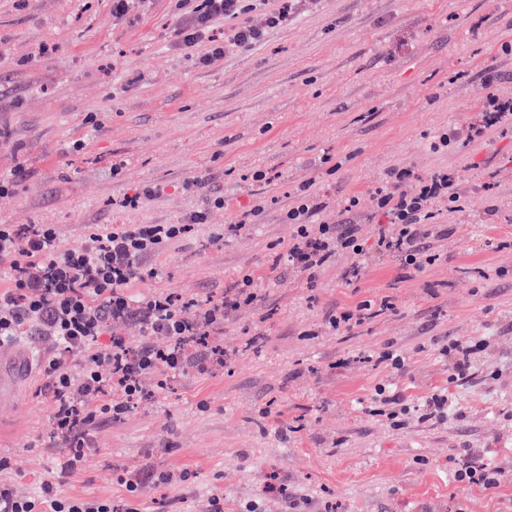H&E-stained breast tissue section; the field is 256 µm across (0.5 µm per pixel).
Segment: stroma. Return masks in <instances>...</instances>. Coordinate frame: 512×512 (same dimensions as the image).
Segmentation results:
<instances>
[{"label":"stroma","mask_w":512,"mask_h":512,"mask_svg":"<svg viewBox=\"0 0 512 512\" xmlns=\"http://www.w3.org/2000/svg\"><path fill=\"white\" fill-rule=\"evenodd\" d=\"M175 13V0H133L120 19L111 0H0V175L26 172L0 195V224L54 225L64 253L92 224L202 211L130 295L218 297L249 274L258 298L211 338L226 367L169 375L162 390L145 380L136 407L89 424L78 458L54 436L33 369L0 406V484L32 496L50 482L116 512H212L216 493L224 512H512V134L430 147L481 112L486 67L512 87V0H300L287 25L209 66L175 45ZM394 165L451 166L468 199L441 212L435 265L372 254L349 281L341 253L311 285L273 266L306 181L329 220L358 195L352 220L373 242L370 193ZM257 169L271 181L249 180ZM146 186L143 208L113 207ZM260 200L248 235L214 242ZM383 297L395 304L386 316L341 336L327 328L329 313ZM454 342L476 346L458 379L441 352ZM385 351L403 367L372 363ZM380 385L412 405L402 427L374 413ZM435 393L444 417L421 419ZM464 457L501 468L499 486L458 480Z\"/></svg>","instance_id":"obj_1"}]
</instances>
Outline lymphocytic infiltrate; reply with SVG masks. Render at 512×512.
Wrapping results in <instances>:
<instances>
[{
  "instance_id": "lymphocytic-infiltrate-1",
  "label": "lymphocytic infiltrate",
  "mask_w": 512,
  "mask_h": 512,
  "mask_svg": "<svg viewBox=\"0 0 512 512\" xmlns=\"http://www.w3.org/2000/svg\"><path fill=\"white\" fill-rule=\"evenodd\" d=\"M297 0H178L179 14L173 33L181 45L197 48L216 22L232 24L223 45L205 51L202 60L211 64L226 53L249 49L262 41L267 30L286 25ZM261 11L265 27L248 21ZM512 131V98L490 93L478 119L467 128L443 131L435 145L444 150L455 142L470 143L488 133ZM447 200L449 209L460 208L462 197L456 177L440 167L416 177L400 166L387 170L370 194L371 206L384 216L374 244L380 255L397 257L413 270L432 264L426 241L436 226L437 201ZM322 205L310 184L299 188L284 219L296 231L286 252L277 261L296 269L307 283L340 253L353 260L351 277H358L365 262L358 228L353 224L316 221ZM201 212L180 224H115L93 228L77 249L58 253L56 231L50 224H0V277L7 281L0 290V340L19 336H48L66 351L80 350L86 362L79 375L65 370L57 358L42 361L48 378L47 392L53 402V427L57 436L81 453L87 425L96 414H120L136 406L142 382L149 376L194 369L205 374L223 365L219 348H203L209 333L222 330L226 315L240 304L256 300L255 281L243 275L221 297L180 303L161 293L132 298L127 290L135 282L154 277L145 257L159 256L186 238L194 225L204 223ZM390 299L366 300L355 309L329 314L327 322L337 332H349L387 314ZM133 321L150 336L167 341L164 348H134L115 335L107 347L98 339L115 321ZM100 399L98 409H89L87 397ZM0 512H112L108 500L87 501L62 496L52 484H43L38 496H24L0 487Z\"/></svg>"
}]
</instances>
